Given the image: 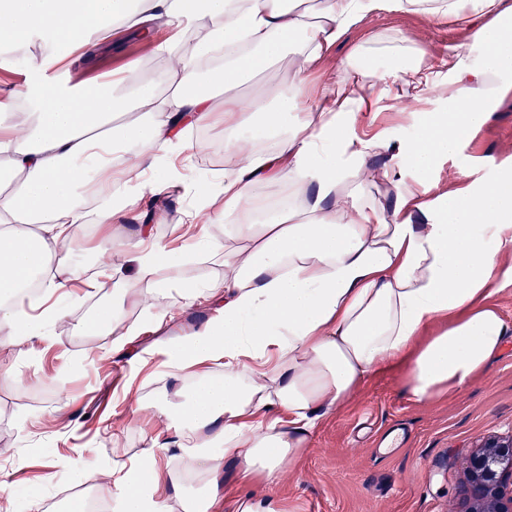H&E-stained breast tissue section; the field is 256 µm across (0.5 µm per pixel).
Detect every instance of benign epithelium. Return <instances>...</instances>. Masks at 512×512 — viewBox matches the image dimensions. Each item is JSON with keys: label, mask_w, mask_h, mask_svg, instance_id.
Wrapping results in <instances>:
<instances>
[{"label": "benign epithelium", "mask_w": 512, "mask_h": 512, "mask_svg": "<svg viewBox=\"0 0 512 512\" xmlns=\"http://www.w3.org/2000/svg\"><path fill=\"white\" fill-rule=\"evenodd\" d=\"M465 500L468 512H512V440L474 453Z\"/></svg>", "instance_id": "1"}]
</instances>
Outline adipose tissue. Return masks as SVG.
Returning a JSON list of instances; mask_svg holds the SVG:
<instances>
[{"label": "adipose tissue", "mask_w": 512, "mask_h": 512, "mask_svg": "<svg viewBox=\"0 0 512 512\" xmlns=\"http://www.w3.org/2000/svg\"><path fill=\"white\" fill-rule=\"evenodd\" d=\"M383 11L448 19L485 55L473 65L463 45L437 60L397 39L358 45L352 75L324 86L322 108L311 114L306 73L360 17ZM160 15L173 27L157 46L176 76L166 93L141 88L133 101L108 82L63 81L58 46L93 47L130 20L145 34ZM37 37L52 49L28 66L24 97L34 111L0 107V164L10 175L0 179V326L21 345L65 317L45 299L77 273L51 271L49 257L89 219L106 225L115 212L106 195L89 213L88 180L139 198L183 192L186 222L202 231L176 254L154 241L151 225L133 224L98 253L99 271H112L118 284L111 304L82 326L106 330L115 350L142 333L137 323L120 327L116 314L129 281L145 284L140 303L158 328L200 301L213 304L177 343L143 349L175 370L206 365L213 374L180 386L177 402L163 390L149 397L175 428L178 451L153 438L137 458L113 461L121 512H287L271 489L309 448L324 406L402 364L410 400L457 393L503 354L512 328L489 299L497 255L512 250V162L491 183L433 199L427 175L457 157L462 140L487 122L491 101L512 90V0H0V43ZM284 56L294 66L288 87L234 94L245 76ZM202 74L208 86L199 90ZM223 88L219 107L214 92ZM404 91L412 133L399 140L394 130L373 129V110ZM431 100L439 108L423 110ZM132 108L136 119L118 124ZM246 121L264 129L271 149L241 136ZM215 126L224 129L230 167L202 184L186 181L183 149L209 147L190 133ZM393 148L414 174L394 180L386 206L369 192V161ZM274 182L305 199L256 223L251 215ZM420 194L423 224L413 221ZM217 195L223 212L238 215L227 246L210 233L222 221L209 207ZM190 254L223 265V278H182ZM116 255L133 275L113 265ZM32 281L38 292L28 291ZM231 461L240 481L262 493L224 496L219 480Z\"/></svg>", "instance_id": "ef3b65f1"}]
</instances>
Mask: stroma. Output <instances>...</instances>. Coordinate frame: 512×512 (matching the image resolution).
Wrapping results in <instances>:
<instances>
[{
  "label": "stroma",
  "mask_w": 512,
  "mask_h": 512,
  "mask_svg": "<svg viewBox=\"0 0 512 512\" xmlns=\"http://www.w3.org/2000/svg\"><path fill=\"white\" fill-rule=\"evenodd\" d=\"M375 35L401 39L432 56L465 44L469 61L481 60V48L447 21L381 12L363 18L322 53L308 74L312 109L320 107L319 87L345 77L352 49ZM45 49L37 38L22 48L0 44V103L16 101L26 90L27 70L19 66V56ZM145 64L128 27L120 26L112 32L111 48L93 58L69 50L65 77L81 87L116 81L123 73L143 71ZM493 109L491 119L465 139L467 166L446 159L429 173L431 196L448 194L461 182L489 180L501 163L512 160V92L499 97ZM205 138L210 149L191 154L188 181L225 168L223 128L206 129ZM186 206V199L172 194L163 207L151 197L129 200L111 225L88 224L54 251L55 267L82 272L61 301L67 315L54 327V343L35 338L19 347L0 331V443L9 448L0 454V491L38 500L40 512H67L88 495L120 512L112 495L113 458L134 457L152 436L172 439L163 414L146 417L135 403L121 399L131 384L143 396L172 386L164 357L153 356L133 371L128 356L113 353L108 333H85L79 324L112 299L95 274L106 238L120 235L126 224H149L159 243L179 246L170 225L182 221ZM19 373L26 381L22 388L15 379ZM405 378L401 366L371 375L347 400L322 409L310 449L272 489L288 512H463L472 454L512 439V348L465 390L423 404L407 398Z\"/></svg>",
  "instance_id": "1"
}]
</instances>
